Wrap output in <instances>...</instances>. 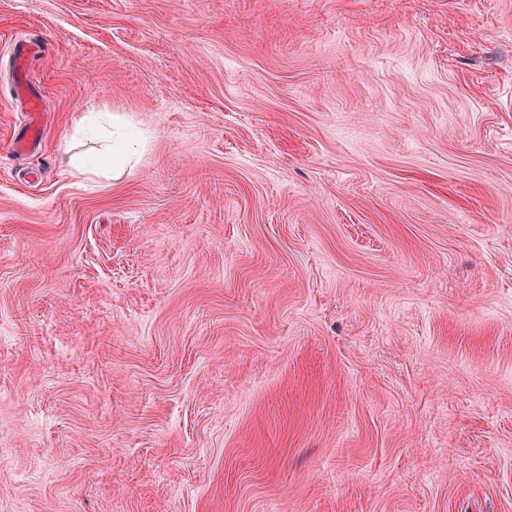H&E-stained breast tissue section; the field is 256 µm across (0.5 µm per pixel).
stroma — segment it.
Listing matches in <instances>:
<instances>
[{"label":"stroma","mask_w":512,"mask_h":512,"mask_svg":"<svg viewBox=\"0 0 512 512\" xmlns=\"http://www.w3.org/2000/svg\"><path fill=\"white\" fill-rule=\"evenodd\" d=\"M0 512H512V0H0ZM136 155V150L128 140H118L112 146V153L109 155L106 167L112 170L113 177L121 174Z\"/></svg>","instance_id":"1"}]
</instances>
